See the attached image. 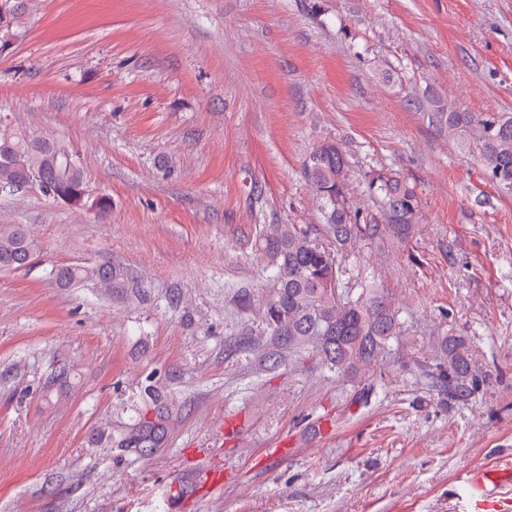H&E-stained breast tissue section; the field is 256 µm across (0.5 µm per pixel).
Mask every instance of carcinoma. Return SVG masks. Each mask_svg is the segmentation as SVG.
I'll list each match as a JSON object with an SVG mask.
<instances>
[{
  "instance_id": "carcinoma-1",
  "label": "carcinoma",
  "mask_w": 512,
  "mask_h": 512,
  "mask_svg": "<svg viewBox=\"0 0 512 512\" xmlns=\"http://www.w3.org/2000/svg\"><path fill=\"white\" fill-rule=\"evenodd\" d=\"M429 119L448 129V135L477 141L481 160L493 182L512 192V116L504 113L463 112L454 103L438 106ZM39 137L0 132V149L9 151L10 164L0 163V184L41 161ZM304 173L322 201L321 235L298 224H271L259 236L258 250L274 268L273 284L261 300L262 323L272 367L284 353H311L322 364L346 375L358 366L375 363L389 343L402 336L400 309L375 285H360L353 295L340 277L345 249L357 240L405 241L418 230L419 200L415 187L391 173L368 177L367 191L381 214V223L363 224L346 206L348 162L333 143L313 148ZM33 244L24 224H0V270L19 269L30 263ZM61 288L76 282L99 281L119 294L127 290L123 267L106 260L96 266H65L52 272ZM439 364L432 373L436 387L451 399L469 397L478 379L469 344L461 336L439 342ZM136 417L99 428L92 444L114 451L150 456L166 446L167 422L172 408L153 384L144 386Z\"/></svg>"
}]
</instances>
